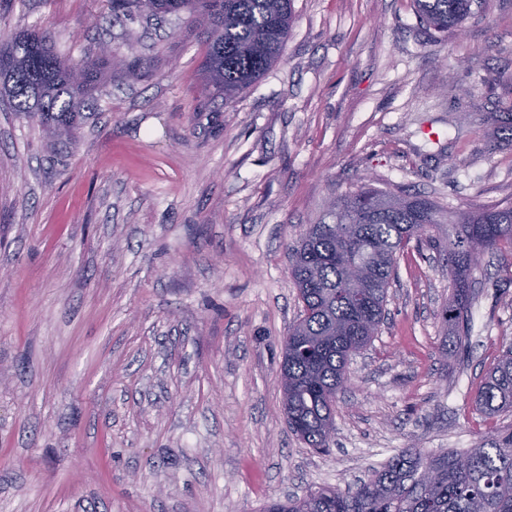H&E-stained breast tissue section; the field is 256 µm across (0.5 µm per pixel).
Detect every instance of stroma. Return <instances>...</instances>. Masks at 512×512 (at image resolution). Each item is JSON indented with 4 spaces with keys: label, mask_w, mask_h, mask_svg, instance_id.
I'll return each mask as SVG.
<instances>
[{
    "label": "stroma",
    "mask_w": 512,
    "mask_h": 512,
    "mask_svg": "<svg viewBox=\"0 0 512 512\" xmlns=\"http://www.w3.org/2000/svg\"><path fill=\"white\" fill-rule=\"evenodd\" d=\"M282 57L211 101L185 16L110 0H0L71 63L112 47L75 142L0 100V512H260L347 487L406 448L512 430L474 396L512 346V272L487 252L468 349H444L436 250L397 255L385 320L352 355L327 453L289 429L287 247L368 184L474 210L512 202V0L442 36L413 0H293Z\"/></svg>",
    "instance_id": "obj_1"
}]
</instances>
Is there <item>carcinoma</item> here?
<instances>
[{"label":"carcinoma","mask_w":512,"mask_h":512,"mask_svg":"<svg viewBox=\"0 0 512 512\" xmlns=\"http://www.w3.org/2000/svg\"><path fill=\"white\" fill-rule=\"evenodd\" d=\"M419 18L445 33L474 0H414ZM184 12L206 46L201 72L212 96L233 101L280 59L295 21L293 0H112L115 17ZM0 96L47 134L68 142L85 109L112 78V54L80 65L54 49L51 30L34 25L0 33ZM333 222L312 224L291 249V274L302 303L284 339L280 370L290 429L311 448H326L336 394L350 380L351 355L371 343L386 313L396 256L426 228L442 255L451 288L443 321L453 344L469 341L475 293L472 254L506 245L512 255V206L449 215L419 196L362 187L335 201ZM480 413L512 412V346L486 372L475 394ZM266 512H512V433L465 452L408 448L373 470L355 489L320 487L273 502Z\"/></svg>","instance_id":"carcinoma-1"}]
</instances>
